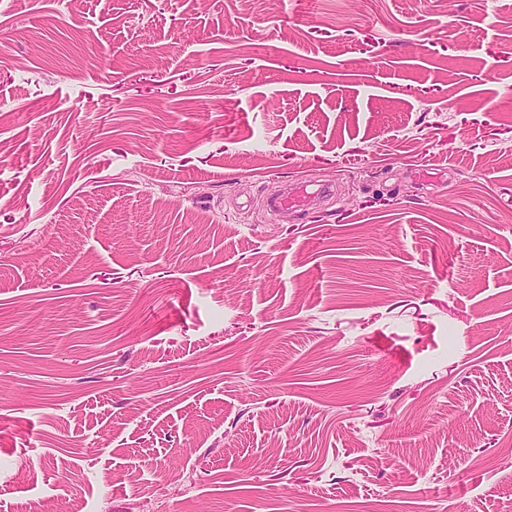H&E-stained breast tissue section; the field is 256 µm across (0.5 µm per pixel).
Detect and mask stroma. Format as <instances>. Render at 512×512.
Here are the masks:
<instances>
[{
  "label": "stroma",
  "instance_id": "stroma-1",
  "mask_svg": "<svg viewBox=\"0 0 512 512\" xmlns=\"http://www.w3.org/2000/svg\"><path fill=\"white\" fill-rule=\"evenodd\" d=\"M77 500L512 512V0H0V512Z\"/></svg>",
  "mask_w": 512,
  "mask_h": 512
}]
</instances>
